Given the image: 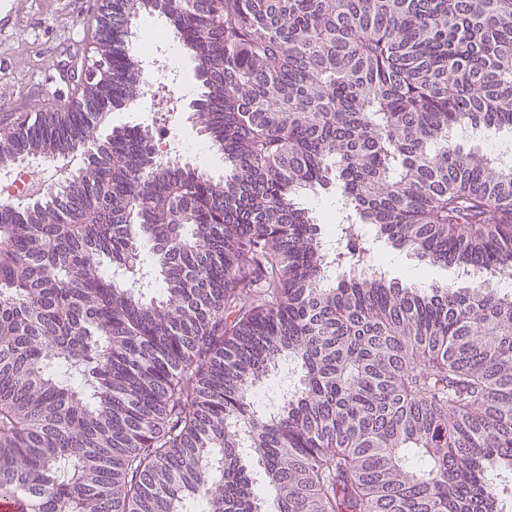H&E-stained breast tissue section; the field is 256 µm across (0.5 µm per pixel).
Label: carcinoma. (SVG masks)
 Segmentation results:
<instances>
[{"mask_svg":"<svg viewBox=\"0 0 512 512\" xmlns=\"http://www.w3.org/2000/svg\"><path fill=\"white\" fill-rule=\"evenodd\" d=\"M195 63L224 178L112 137L0 209V498L28 512H502L512 482V0H145ZM129 0L88 107L0 126L64 155L139 99ZM336 196V246L298 201ZM389 245L467 288L357 276ZM352 277L325 284L329 269Z\"/></svg>","mask_w":512,"mask_h":512,"instance_id":"carcinoma-1","label":"carcinoma"}]
</instances>
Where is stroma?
<instances>
[{"instance_id":"obj_1","label":"stroma","mask_w":512,"mask_h":512,"mask_svg":"<svg viewBox=\"0 0 512 512\" xmlns=\"http://www.w3.org/2000/svg\"><path fill=\"white\" fill-rule=\"evenodd\" d=\"M100 7V0H20L14 24L0 29V121L74 98L83 65L95 55ZM145 126L192 145L202 140L191 109L167 125L146 101L113 108L94 139Z\"/></svg>"}]
</instances>
